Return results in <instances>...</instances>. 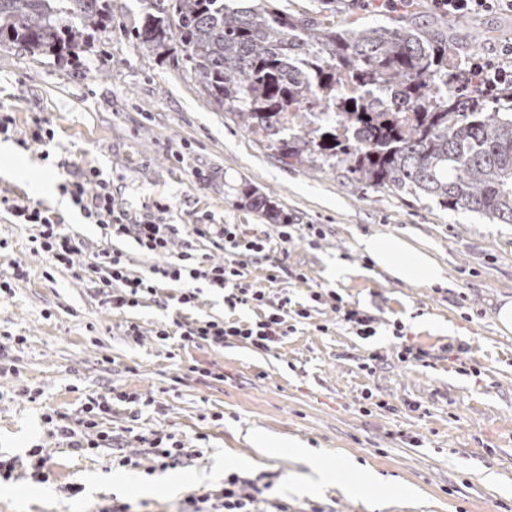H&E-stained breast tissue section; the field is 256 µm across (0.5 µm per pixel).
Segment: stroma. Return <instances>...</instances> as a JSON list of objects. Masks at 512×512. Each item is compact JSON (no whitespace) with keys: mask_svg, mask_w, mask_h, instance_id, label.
Listing matches in <instances>:
<instances>
[{"mask_svg":"<svg viewBox=\"0 0 512 512\" xmlns=\"http://www.w3.org/2000/svg\"><path fill=\"white\" fill-rule=\"evenodd\" d=\"M143 8V0H112L111 23L68 61L0 46V110L12 113L18 129L38 121L54 134L47 148L16 144L0 152V197L49 209L78 243L80 263L107 238L61 190L77 170L94 168L110 179L118 206L133 216L164 204L168 222L240 224L274 242L278 225L249 204L252 194H264L290 223L325 231L289 248L288 266L305 281L269 284L311 316L269 353L241 344L181 349L176 339L159 341L156 327L182 314L248 321L256 310L227 311L221 291L205 286L188 310L148 301L110 311L95 284L30 252L34 226L0 214V279L11 280L16 261L29 270L13 295L0 297V332L25 339L9 351L18 374L0 378V453L21 457L40 443L54 471L48 484L22 478L1 485L0 512H95L116 494L148 512H177L186 494L221 484L231 458L244 460L241 475L269 483L270 497L290 512H512V333L494 319L500 301L512 297V224L369 187L340 167L282 164L266 138L213 107L181 50L159 57L141 48ZM469 32L480 53L496 57L512 38V13L470 18ZM402 232L432 246L444 283L392 279L358 248L361 237ZM329 290L373 315L375 335L333 323L329 306L311 301L312 292ZM130 321L141 329L140 342L124 334ZM397 322L429 353V366L391 357ZM450 344L463 345L465 354L448 353ZM375 350L387 361L362 370L363 356ZM190 364L218 366L226 379L186 376ZM25 387L38 390L36 401L19 397ZM115 387L154 396L139 414L140 430L167 429L202 444L203 457L178 470L189 484L150 495L117 491L112 475L140 480L143 468L115 470L107 452L83 456L48 436L43 413H75L86 394ZM368 391L386 408L362 414ZM413 402L418 411H410ZM256 432L303 443L312 454L303 461L285 451L264 456L251 439ZM336 455L373 471L378 486L349 492L331 481L288 492L294 478ZM72 485L81 494L70 496Z\"/></svg>","mask_w":512,"mask_h":512,"instance_id":"obj_1","label":"stroma"}]
</instances>
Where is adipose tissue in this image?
Masks as SVG:
<instances>
[{
    "instance_id": "adipose-tissue-1",
    "label": "adipose tissue",
    "mask_w": 512,
    "mask_h": 512,
    "mask_svg": "<svg viewBox=\"0 0 512 512\" xmlns=\"http://www.w3.org/2000/svg\"><path fill=\"white\" fill-rule=\"evenodd\" d=\"M359 247L377 268L400 282L432 285L444 279V268L434 254L426 245L412 243L409 235L364 236Z\"/></svg>"
}]
</instances>
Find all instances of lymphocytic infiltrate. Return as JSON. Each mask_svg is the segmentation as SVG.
Segmentation results:
<instances>
[{
	"label": "lymphocytic infiltrate",
	"mask_w": 512,
	"mask_h": 512,
	"mask_svg": "<svg viewBox=\"0 0 512 512\" xmlns=\"http://www.w3.org/2000/svg\"><path fill=\"white\" fill-rule=\"evenodd\" d=\"M455 64L459 70L474 75L477 87L484 90L512 84V42L501 45L496 58L470 52L456 56ZM65 191L84 218L89 223L101 225L110 240L131 238L144 253L157 257L158 262L151 267L149 275H132L126 254L112 248L111 244L94 253L82 265H75L74 257L79 248L63 232L60 222L49 210L22 205L2 196L0 208L15 223L35 226L36 232L31 237L33 254L46 257L57 267H79L82 277L100 284L103 302L109 309L121 313L138 307L144 300L158 296L160 290L173 285L181 288L178 303L191 307L197 299L191 284L201 280L223 291L224 305L229 310L249 306L258 312L256 319L249 322L183 317L176 320L174 327H159L156 331L158 339L166 340L176 335L185 347L200 342L215 348L242 343L268 352L294 332L295 320L309 318L307 308L290 309L288 298L271 301L266 290L250 280L247 274L248 266L254 263L267 264V279L272 283L287 273L288 249L294 241L290 228L280 230L278 243L273 246L266 239L248 234L238 224L179 226L152 215L135 218L117 208L111 184L93 168L77 172ZM182 233L206 240L222 250L223 261H214L207 253L188 251L170 258V247ZM117 401H138L145 406L154 403L153 397L139 398L114 389L88 396L75 414L48 413L43 421L50 434L59 437L66 447L83 454L108 448L114 463L133 468L137 465L136 460L121 450L123 434L113 432L106 425ZM134 439L149 456L153 469L162 472L189 466L192 460L203 455L202 449H188L181 437L167 430L138 433ZM178 512H288V505L280 501L266 502L262 488L257 487L255 481L232 472L225 475L219 488L187 494L181 500Z\"/></svg>",
	"instance_id": "obj_1"
}]
</instances>
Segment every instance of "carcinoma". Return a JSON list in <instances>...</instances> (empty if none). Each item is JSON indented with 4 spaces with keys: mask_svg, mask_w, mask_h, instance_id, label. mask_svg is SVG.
Segmentation results:
<instances>
[{
    "mask_svg": "<svg viewBox=\"0 0 512 512\" xmlns=\"http://www.w3.org/2000/svg\"><path fill=\"white\" fill-rule=\"evenodd\" d=\"M323 17L299 18L272 0H145L140 45L161 55L177 45L214 107L270 140L292 166L343 167L375 188L426 197L451 211L512 224V104L489 105L449 55L448 21L425 24L423 0L397 7L392 27L336 24L345 0H318ZM112 20V0H0V45L32 55L87 50L88 30ZM448 81V96L435 85ZM367 86L341 113L343 136L310 125L336 111L337 96ZM283 112L290 126H276Z\"/></svg>",
    "mask_w": 512,
    "mask_h": 512,
    "instance_id": "cac0c4a2",
    "label": "carcinoma"
}]
</instances>
